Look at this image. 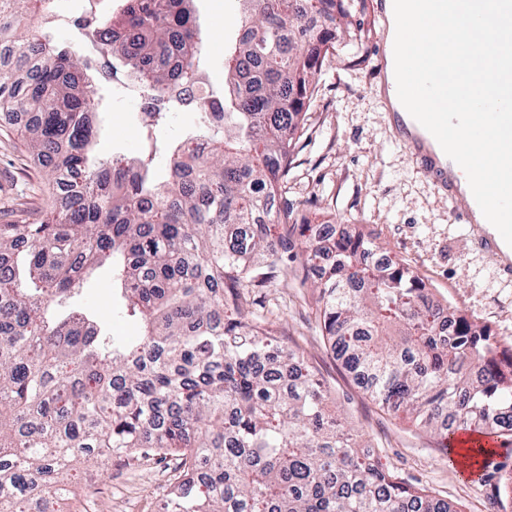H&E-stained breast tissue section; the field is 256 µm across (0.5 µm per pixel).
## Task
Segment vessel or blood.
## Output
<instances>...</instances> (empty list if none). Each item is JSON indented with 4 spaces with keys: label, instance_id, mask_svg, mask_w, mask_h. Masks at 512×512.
<instances>
[{
    "label": "vessel or blood",
    "instance_id": "obj_1",
    "mask_svg": "<svg viewBox=\"0 0 512 512\" xmlns=\"http://www.w3.org/2000/svg\"><path fill=\"white\" fill-rule=\"evenodd\" d=\"M390 120L421 170L449 195L458 194L451 178L454 162L432 134L411 115L394 112ZM461 197L464 205L453 212L454 221L468 225L472 239L496 261L504 274L512 276V246L505 243L496 228L478 222L480 208L472 193L462 194Z\"/></svg>",
    "mask_w": 512,
    "mask_h": 512
}]
</instances>
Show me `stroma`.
I'll return each mask as SVG.
<instances>
[{
  "instance_id": "obj_1",
  "label": "stroma",
  "mask_w": 512,
  "mask_h": 512,
  "mask_svg": "<svg viewBox=\"0 0 512 512\" xmlns=\"http://www.w3.org/2000/svg\"><path fill=\"white\" fill-rule=\"evenodd\" d=\"M191 9L206 36L208 85L224 88V53L235 38L239 0H192ZM362 22L348 35L337 21V39L317 67V85L306 102L303 135L296 148L283 198L294 224H337L376 237L409 267L442 303L496 335L512 339V277L474 245L467 226L456 223L441 188L427 177L388 120V102L378 93L384 82L380 55L386 40L371 0H353ZM120 0H59L58 11L27 16L54 44L78 49L93 17L118 14ZM142 103L131 82L117 76L99 104L105 130L94 144L96 156H140L147 138L137 123ZM43 180L22 153L10 121L0 122V216L22 221L42 202ZM302 261L269 287L246 292L247 311L272 321L282 346L302 355L323 380L328 407L381 467L453 503L458 512H512V494L500 485L512 471V447L497 437L487 443L486 481H473L459 464V445L442 448L437 439L402 414L379 407L343 365L323 337L315 295L305 285ZM88 311L104 316L113 335L135 336L137 322L123 311L111 264L94 268L80 296ZM174 458L122 456L105 462L78 460V485H98L99 498L112 512H160L170 490Z\"/></svg>"
}]
</instances>
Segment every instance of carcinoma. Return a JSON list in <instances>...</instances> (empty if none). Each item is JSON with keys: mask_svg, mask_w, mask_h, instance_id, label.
<instances>
[{"mask_svg": "<svg viewBox=\"0 0 512 512\" xmlns=\"http://www.w3.org/2000/svg\"><path fill=\"white\" fill-rule=\"evenodd\" d=\"M34 2L0 0V110L34 116L19 135L46 175L38 218L0 221V512H58L74 458L132 453L177 459L164 512H457L359 452L313 368L243 306L244 289L288 268V234L306 238L278 200L345 0H242L220 94L205 88L188 0H122L94 28V57L14 28ZM109 57L158 121L198 116L167 143L161 182L143 156L92 153ZM381 253L350 233L309 243L307 264L332 259L312 287L333 351L442 447L480 430L512 445V340L463 315L448 336L444 304ZM109 259L141 336H110L72 306Z\"/></svg>", "mask_w": 512, "mask_h": 512, "instance_id": "1", "label": "carcinoma"}]
</instances>
